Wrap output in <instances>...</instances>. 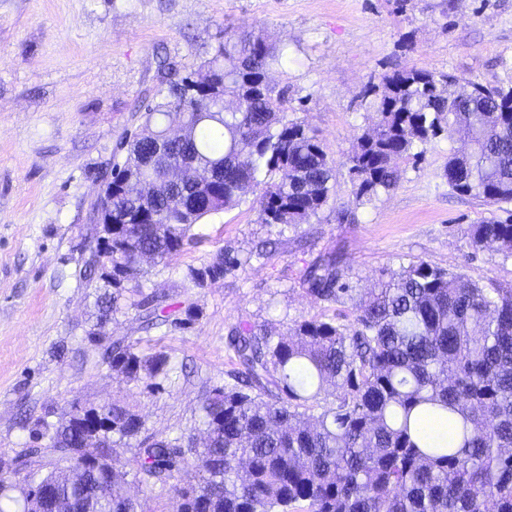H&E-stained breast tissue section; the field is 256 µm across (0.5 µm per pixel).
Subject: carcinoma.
Wrapping results in <instances>:
<instances>
[{"instance_id":"carcinoma-1","label":"carcinoma","mask_w":512,"mask_h":512,"mask_svg":"<svg viewBox=\"0 0 512 512\" xmlns=\"http://www.w3.org/2000/svg\"><path fill=\"white\" fill-rule=\"evenodd\" d=\"M284 51L246 30L224 32L204 65L209 84L185 76L160 84L144 121L112 167L104 237L84 274L96 282L88 340L129 382L170 371L162 351L109 340L105 326L136 310L145 328L166 324L162 297L143 292L141 263H166L193 243L191 228L250 195L264 224H304L334 197V165L318 136L288 118L286 90L271 84ZM456 79L428 68L396 71L371 87L377 121L349 156L354 203L392 190L398 163L465 129L471 147L448 157L457 193L512 203V88ZM218 85L224 95L210 92ZM471 225L478 250L512 259V211ZM237 261L192 270L203 288ZM307 291L344 296L350 324L311 317L286 335L243 325L229 332L240 369L202 401L203 448L193 436L139 439L144 423L128 407L71 406L56 422L27 421L32 446L0 454V512H26L32 491L56 489L44 512H136L118 491L125 473L106 465L139 439L132 471L161 484L170 512H512V289L481 286L419 259L361 293L342 281L336 258L312 265ZM445 420L453 439L423 424ZM13 504L12 511L8 505Z\"/></svg>"}]
</instances>
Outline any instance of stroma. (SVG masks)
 Segmentation results:
<instances>
[{
    "mask_svg": "<svg viewBox=\"0 0 512 512\" xmlns=\"http://www.w3.org/2000/svg\"><path fill=\"white\" fill-rule=\"evenodd\" d=\"M244 28L287 49L270 78L288 93L289 118L315 128L333 159L336 195L294 226L261 223L243 200L194 225V244L168 266L145 263L143 291L170 305L171 324L146 330L130 312L108 333L166 352L173 372L156 393L113 374L87 340L92 207L163 79L160 60L196 72L225 30ZM411 68L511 87L512 0H0V453L29 446L26 410L54 422L73 404L123 403L146 433L200 435L203 397L234 368L233 327L284 333L305 317L352 321L348 301L306 290L309 267L331 254L355 288L418 259L512 286V260L469 239L498 206L457 194L444 176L449 155L468 146L465 132L401 163L390 192L352 203L347 158L376 120L366 90ZM225 256L236 267L189 287V269ZM191 305L198 317L181 325Z\"/></svg>",
    "mask_w": 512,
    "mask_h": 512,
    "instance_id": "obj_1",
    "label": "stroma"
}]
</instances>
